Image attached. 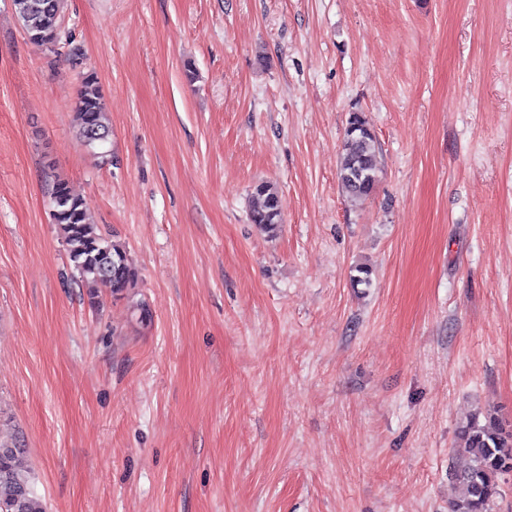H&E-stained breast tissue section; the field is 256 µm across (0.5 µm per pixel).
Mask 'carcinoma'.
I'll list each match as a JSON object with an SVG mask.
<instances>
[{"instance_id":"1","label":"carcinoma","mask_w":512,"mask_h":512,"mask_svg":"<svg viewBox=\"0 0 512 512\" xmlns=\"http://www.w3.org/2000/svg\"><path fill=\"white\" fill-rule=\"evenodd\" d=\"M16 17L29 42L55 56L65 51L69 64H83L84 54L70 35L63 34L64 0H12ZM77 137L94 149L110 140L112 128L103 95L93 72L83 74L75 101ZM379 145L374 131L360 112L347 121L338 179L348 198L364 201L378 182ZM52 216L58 225L68 256L90 298L107 290L116 300L125 299L136 286L137 272L129 262L125 245L102 235L91 222L84 201L74 195L54 167L47 172ZM258 204L250 211V223L275 234L282 216L278 191L266 182L253 186ZM459 447L454 449L452 476L463 486V496L451 512H490L500 495V481L512 473V424H505L491 411L475 413L458 427ZM0 512H47L36 493L13 441L0 439Z\"/></svg>"}]
</instances>
